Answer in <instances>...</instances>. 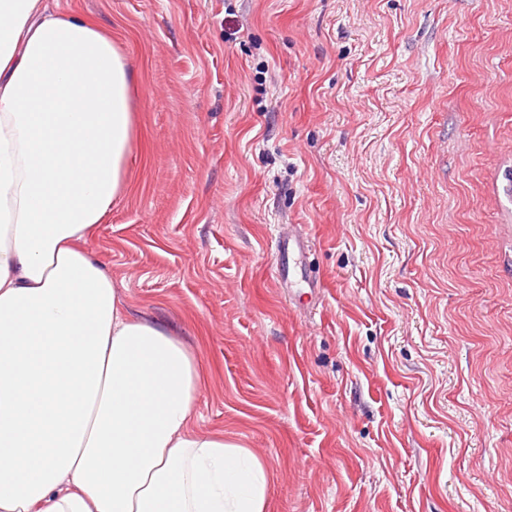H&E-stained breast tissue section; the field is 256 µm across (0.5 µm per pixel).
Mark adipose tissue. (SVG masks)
<instances>
[{
    "label": "adipose tissue",
    "instance_id": "ef3b65f1",
    "mask_svg": "<svg viewBox=\"0 0 512 512\" xmlns=\"http://www.w3.org/2000/svg\"><path fill=\"white\" fill-rule=\"evenodd\" d=\"M112 33L0 0V512H266L265 464L195 427L196 355L84 244L126 189Z\"/></svg>",
    "mask_w": 512,
    "mask_h": 512
}]
</instances>
